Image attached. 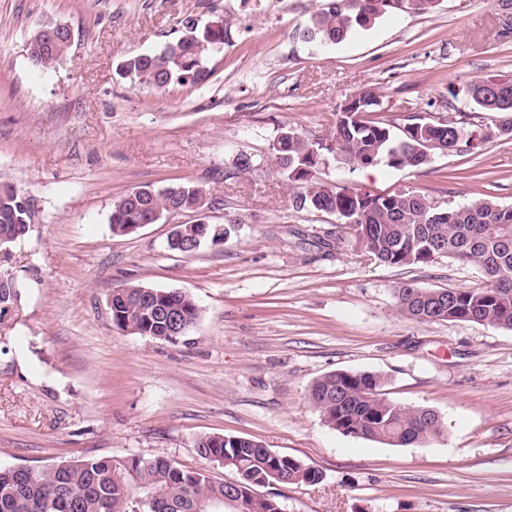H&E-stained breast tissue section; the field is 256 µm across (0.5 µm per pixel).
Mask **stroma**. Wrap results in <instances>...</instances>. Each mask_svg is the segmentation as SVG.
<instances>
[{
  "label": "stroma",
  "mask_w": 512,
  "mask_h": 512,
  "mask_svg": "<svg viewBox=\"0 0 512 512\" xmlns=\"http://www.w3.org/2000/svg\"><path fill=\"white\" fill-rule=\"evenodd\" d=\"M324 2L0 0V182L36 206L27 234L0 248V276L19 291L0 311V468L162 456L231 481L196 448L223 434L321 472L282 488L284 512H512V331L419 322L395 297L405 282L471 288L479 272L371 259L335 216L294 211L269 160L282 130L328 138L342 104L373 87L395 128L450 115L480 146L418 170L332 165L325 183L512 206V137L448 94L512 78V5L441 0L336 45L302 39ZM190 19L230 33L206 83L156 91L119 76ZM49 23L74 39L46 72L28 44ZM240 153L260 170L235 173ZM179 183L202 185L212 208L113 233L128 190ZM201 217L226 237L170 249L174 226ZM131 284L189 293L198 325L174 342L117 329L108 298ZM336 371L377 373L388 400L438 414L444 437L392 447L329 428L308 392Z\"/></svg>",
  "instance_id": "stroma-1"
}]
</instances>
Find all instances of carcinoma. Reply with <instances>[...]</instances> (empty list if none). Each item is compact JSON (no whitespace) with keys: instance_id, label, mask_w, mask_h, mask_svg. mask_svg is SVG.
I'll use <instances>...</instances> for the list:
<instances>
[{"instance_id":"carcinoma-1","label":"carcinoma","mask_w":512,"mask_h":512,"mask_svg":"<svg viewBox=\"0 0 512 512\" xmlns=\"http://www.w3.org/2000/svg\"><path fill=\"white\" fill-rule=\"evenodd\" d=\"M441 0H328L314 11L302 36L337 44L358 29L393 15H426ZM226 26L186 25L155 55H140L120 67L123 77L156 90L173 84H200L210 77L201 65L225 44ZM72 42H58L32 63L52 68ZM499 93L483 96V85ZM467 96L483 112L506 117L512 126V79L483 78L471 84ZM374 88L358 93L352 104L336 113L333 135L310 142L285 129L271 145V154L288 182L296 212L332 214L349 224L365 253L381 263L402 266L446 257L475 266L481 284L469 289H426L413 283L397 288L399 310L419 322L463 321L495 324L512 330V206L480 199L467 204L435 206L436 199L408 189L387 196L361 189L330 187L318 171L330 164L355 171L383 164L396 170L420 168L442 147L473 152L474 138L451 116L435 120L414 118L396 133L390 125L369 118L379 107ZM213 200L204 187L180 184L157 189L135 188L112 207L111 224H141L149 214L171 210L203 213ZM36 214L34 201L8 184L0 185V240L26 233ZM444 308L433 309L438 300ZM178 315L191 331L201 317L189 294L133 285L112 302V323L129 334L173 342L166 333L161 309ZM382 378L371 372H335L316 381L308 398L331 429L390 446L425 444L442 437L445 427L427 409L397 405L381 393ZM199 456L225 462L236 474L238 512H282L278 494L260 495L256 488L281 475L279 485L320 481V471L296 458L271 454L252 439L208 435L196 443ZM226 482L202 469L179 466L165 457H77L43 468L0 469V512H213L224 510Z\"/></svg>"}]
</instances>
